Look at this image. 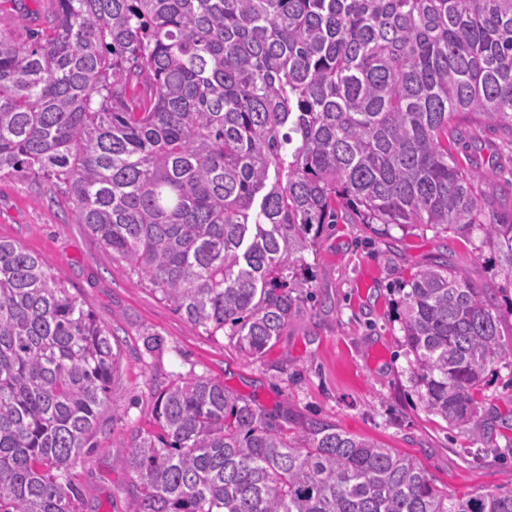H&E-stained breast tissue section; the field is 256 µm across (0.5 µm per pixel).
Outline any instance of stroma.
I'll list each match as a JSON object with an SVG mask.
<instances>
[{"label": "stroma", "mask_w": 512, "mask_h": 512, "mask_svg": "<svg viewBox=\"0 0 512 512\" xmlns=\"http://www.w3.org/2000/svg\"><path fill=\"white\" fill-rule=\"evenodd\" d=\"M478 157L498 186L500 210L512 208V138L483 118L452 147ZM0 239L35 254L114 335L121 355L113 385L116 408L100 420L93 452L78 462L84 512H127L137 477L124 458L132 433L154 430L161 389L205 376L254 407L278 415L289 433L317 421L419 460L443 491L512 488V366L489 367L478 395L488 428L476 442L424 409L401 331L404 285L422 267L442 262L485 288L512 343V282L480 235L464 239L431 230L391 228L375 237L347 219L326 225L305 252L308 290L302 313L263 357L245 356L234 339L208 336L125 262L73 223L71 208L43 179L21 172L0 180ZM148 336L162 345L149 352Z\"/></svg>", "instance_id": "obj_1"}]
</instances>
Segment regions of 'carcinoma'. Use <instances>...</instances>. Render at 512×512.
I'll use <instances>...</instances> for the list:
<instances>
[{
  "label": "carcinoma",
  "instance_id": "1",
  "mask_svg": "<svg viewBox=\"0 0 512 512\" xmlns=\"http://www.w3.org/2000/svg\"><path fill=\"white\" fill-rule=\"evenodd\" d=\"M470 116L512 137V0H50L25 42L0 22V179L51 182L131 274L248 357L301 313L298 262L340 213L378 235L477 231L512 280V214L451 151ZM407 286L423 407L485 436L476 395L512 364L501 314L443 263ZM111 338L0 239V512H82ZM153 420L128 445L129 512H512V489L441 492L411 456L318 423L291 435L211 378L166 386Z\"/></svg>",
  "mask_w": 512,
  "mask_h": 512
}]
</instances>
